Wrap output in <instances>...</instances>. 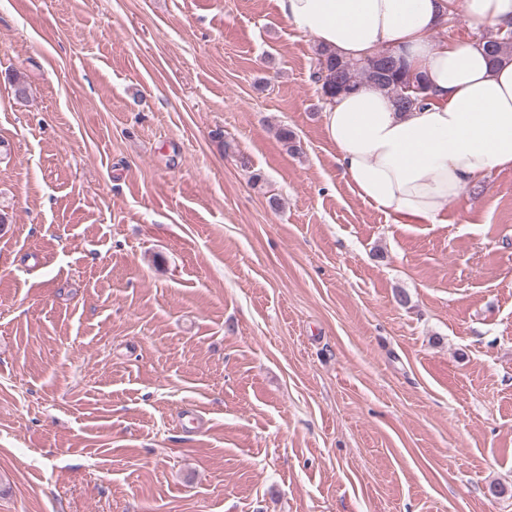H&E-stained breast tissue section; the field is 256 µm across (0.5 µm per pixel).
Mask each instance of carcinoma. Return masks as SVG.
I'll return each instance as SVG.
<instances>
[{"mask_svg": "<svg viewBox=\"0 0 512 512\" xmlns=\"http://www.w3.org/2000/svg\"><path fill=\"white\" fill-rule=\"evenodd\" d=\"M483 40L492 64L512 60L511 30L485 36ZM311 77L324 99L352 91L363 83L387 93L399 112H413L430 99L425 77L411 74L402 57L389 50L363 61H351L319 49L312 63Z\"/></svg>", "mask_w": 512, "mask_h": 512, "instance_id": "obj_1", "label": "carcinoma"}]
</instances>
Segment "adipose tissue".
<instances>
[{
    "label": "adipose tissue",
    "instance_id": "adipose-tissue-1",
    "mask_svg": "<svg viewBox=\"0 0 512 512\" xmlns=\"http://www.w3.org/2000/svg\"><path fill=\"white\" fill-rule=\"evenodd\" d=\"M299 34L346 59L384 49L425 75L432 99L397 111L371 84L326 102L336 165L397 224H438L494 170L512 169V61L491 66L479 40H447L446 0H276ZM473 27L512 28V0H460Z\"/></svg>",
    "mask_w": 512,
    "mask_h": 512
}]
</instances>
